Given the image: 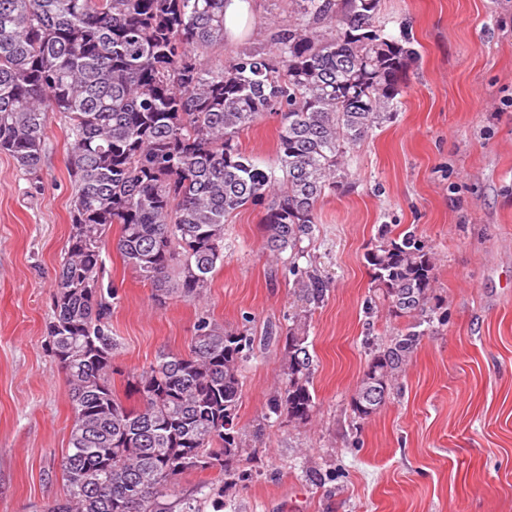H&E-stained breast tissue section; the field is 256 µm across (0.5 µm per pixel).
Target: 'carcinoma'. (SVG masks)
<instances>
[{
  "mask_svg": "<svg viewBox=\"0 0 512 512\" xmlns=\"http://www.w3.org/2000/svg\"><path fill=\"white\" fill-rule=\"evenodd\" d=\"M275 53L218 63L224 0H0V153L39 179L52 117L64 119L73 192L67 252L51 298L45 349L73 414L61 467L65 493L45 512H237L226 490L252 476L238 427L250 336L200 317L188 352L162 353L132 374L128 407L112 386L114 246L160 301H198L224 264V224L262 206L264 246L302 307L289 316L281 374L265 417L307 422L315 372L307 319L328 291L298 263L317 206L336 190L346 149L391 119L417 52L376 25L380 0H290ZM274 112L277 159L244 152L241 132ZM384 224L367 251L373 296L404 326L370 347L351 399L364 421L434 323L435 257L413 232ZM199 474L188 490L178 479Z\"/></svg>",
  "mask_w": 512,
  "mask_h": 512,
  "instance_id": "cac0c4a2",
  "label": "carcinoma"
}]
</instances>
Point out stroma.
Masks as SVG:
<instances>
[{
	"instance_id": "obj_1",
	"label": "stroma",
	"mask_w": 512,
	"mask_h": 512,
	"mask_svg": "<svg viewBox=\"0 0 512 512\" xmlns=\"http://www.w3.org/2000/svg\"><path fill=\"white\" fill-rule=\"evenodd\" d=\"M252 2L245 33L225 37L212 58L273 52V22L287 17L288 0ZM376 22L413 37L419 58L391 119L347 148L340 185L303 242L305 262L330 283L308 319L310 421L258 418L299 304L285 262L263 249L260 206L225 224L230 249L199 302L155 301L107 248L118 292L115 388L124 393L126 374L160 353L187 351L205 311L254 341L240 408L253 477L232 490L242 512H512V0H380ZM278 126L265 116L240 135L242 149L274 163ZM71 198L63 119L51 122L39 185L0 153V512H42L64 492L72 411L44 329ZM384 224L415 232L435 254L432 303L448 321L422 337L391 399L356 428L364 342L403 324L386 306L365 309L364 255Z\"/></svg>"
}]
</instances>
